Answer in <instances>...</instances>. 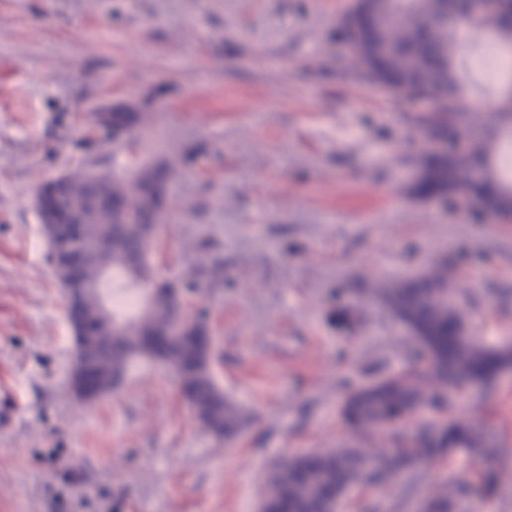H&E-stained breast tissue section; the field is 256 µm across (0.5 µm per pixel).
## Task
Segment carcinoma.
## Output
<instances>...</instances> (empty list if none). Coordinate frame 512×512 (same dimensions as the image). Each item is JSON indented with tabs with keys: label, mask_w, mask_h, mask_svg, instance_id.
<instances>
[{
	"label": "carcinoma",
	"mask_w": 512,
	"mask_h": 512,
	"mask_svg": "<svg viewBox=\"0 0 512 512\" xmlns=\"http://www.w3.org/2000/svg\"><path fill=\"white\" fill-rule=\"evenodd\" d=\"M455 9L453 0H387L367 36L356 41L351 65L395 97L436 101V111L448 113V127L470 130L479 116L459 102L456 25L490 31L511 47L512 32L497 30V2L486 0L456 18H445L446 11ZM158 155L157 140L138 132L131 144L132 165ZM490 157L487 140L473 138L468 158L481 165L479 172L461 159L444 164L429 159L420 187L433 194L460 192L466 209L478 213L501 211L504 203L499 199L476 201L464 193L477 179L512 191L490 175ZM133 219L131 230L118 239L111 216H97L77 232L81 252L60 256L79 265L74 287L83 289L74 330L75 397L88 402L92 372L102 380L114 372L127 373L136 359L158 362L172 369L186 389V402L201 428L216 441L229 443L247 427L249 416L224 395L211 365L196 352V337L205 325L186 320L172 302V289L200 288L205 265L179 281L157 274L158 248L150 247L137 231L152 224L157 214L137 207ZM113 281L137 291L135 312L103 307V288ZM379 297L412 335L407 366L346 395L340 416L357 438L334 451L302 452L272 465L261 502L265 512H337L354 487L381 492L398 479H422V465L459 453L477 468L476 482L459 477L434 487L419 512H473L474 500L490 501L498 494L503 475L479 468L480 461L499 451L498 434L487 419L456 414L451 395L476 385L490 391L512 366V345L470 335L468 317L452 300L440 266L381 289Z\"/></svg>",
	"instance_id": "1"
}]
</instances>
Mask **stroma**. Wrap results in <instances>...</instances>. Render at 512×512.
Wrapping results in <instances>:
<instances>
[{"label":"stroma","mask_w":512,"mask_h":512,"mask_svg":"<svg viewBox=\"0 0 512 512\" xmlns=\"http://www.w3.org/2000/svg\"><path fill=\"white\" fill-rule=\"evenodd\" d=\"M354 0H0V512H259L273 463L348 436L344 392L411 343L375 289L447 263L483 336L512 337V218L411 192L426 104L350 66ZM134 104L175 165L156 257L176 276L216 256L195 297L213 372L248 409L218 445L172 372L73 396V330L34 208L63 171L126 162L95 115ZM353 311L343 329L336 308ZM484 413L512 470V370ZM402 486L339 512H418Z\"/></svg>","instance_id":"1"}]
</instances>
